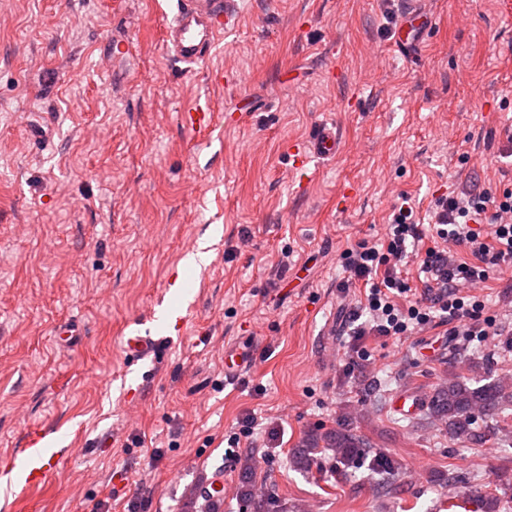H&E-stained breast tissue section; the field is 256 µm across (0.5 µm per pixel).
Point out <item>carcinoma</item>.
<instances>
[{"instance_id": "carcinoma-1", "label": "carcinoma", "mask_w": 512, "mask_h": 512, "mask_svg": "<svg viewBox=\"0 0 512 512\" xmlns=\"http://www.w3.org/2000/svg\"><path fill=\"white\" fill-rule=\"evenodd\" d=\"M511 411L512 387L497 381L483 383L464 378L442 384L431 396L425 397L417 419H441L449 440L477 443L482 439V433L476 426V415L479 414L497 423L503 441L512 444V429L508 424ZM321 447L332 452L337 467L355 468L368 455L367 448L371 444L350 423H344L339 429L325 434L313 430L307 434L305 444L293 456V462L304 467L311 465L316 451ZM371 463L380 472L383 490L396 491L400 488L401 472L398 465L381 455L373 456ZM242 470L246 477L238 495L244 512H281L277 499L256 495L248 477L249 465L243 464Z\"/></svg>"}]
</instances>
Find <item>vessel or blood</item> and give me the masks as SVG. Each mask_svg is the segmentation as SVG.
Wrapping results in <instances>:
<instances>
[{"label": "vessel or blood", "instance_id": "vessel-or-blood-1", "mask_svg": "<svg viewBox=\"0 0 512 512\" xmlns=\"http://www.w3.org/2000/svg\"><path fill=\"white\" fill-rule=\"evenodd\" d=\"M238 24L237 0H181L176 18L165 25L162 42L167 52L186 68L205 61L219 37ZM183 124L195 131L209 130L214 116L208 110L194 107L182 114ZM339 140L335 131L321 127L311 144L296 151L297 167H305L311 158H327L338 154ZM63 451L57 448L51 430L34 425L27 429L22 448L0 458V477L19 472V485L33 488L43 484L63 462Z\"/></svg>", "mask_w": 512, "mask_h": 512}]
</instances>
